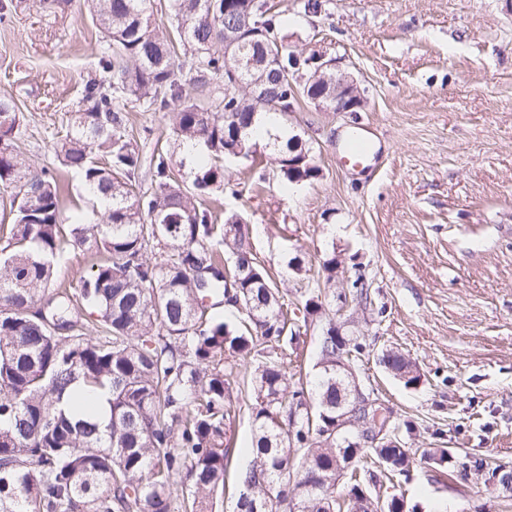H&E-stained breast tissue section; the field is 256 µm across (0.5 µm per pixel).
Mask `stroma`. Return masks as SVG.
I'll list each match as a JSON object with an SVG mask.
<instances>
[{"label":"stroma","mask_w":512,"mask_h":512,"mask_svg":"<svg viewBox=\"0 0 512 512\" xmlns=\"http://www.w3.org/2000/svg\"><path fill=\"white\" fill-rule=\"evenodd\" d=\"M288 40L335 59L365 91L356 112L303 103L285 120L323 175L281 191L263 176L273 152L232 164L238 196L216 213H241L258 259L289 297L335 259L336 291L363 274L372 303H326L340 332L370 346L364 385L397 419L408 446L447 449L440 467L422 459L381 497L405 512H512L476 469L512 467V0H326L304 16L300 0H274ZM104 40L78 0L19 9L0 21V98L20 117L33 168L56 165L55 147L86 84L101 78ZM128 133L144 159L166 150L162 113L128 103ZM372 127L376 152L364 170L344 167L338 144ZM308 271L299 278L292 270ZM393 346L417 365L408 388L379 365Z\"/></svg>","instance_id":"1"}]
</instances>
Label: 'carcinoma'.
<instances>
[{
  "label": "carcinoma",
  "instance_id": "carcinoma-1",
  "mask_svg": "<svg viewBox=\"0 0 512 512\" xmlns=\"http://www.w3.org/2000/svg\"><path fill=\"white\" fill-rule=\"evenodd\" d=\"M104 35L103 76L86 84L55 153L62 169L110 199L108 208L66 214L57 171L32 169L19 113L0 99V192L11 221L0 224V512H216L232 456V413L249 399L252 465L236 475L238 512H403L376 485L409 474L410 449L370 448L358 429L338 439V408L355 399L352 367L368 354L357 336L323 320L322 293L288 301L253 253L236 214L207 202L224 192V163L237 158L255 116L298 109L297 68L315 65L288 43V17L273 0H170L172 31L153 23L150 0H84ZM167 113L171 154L150 159L151 191L134 193L143 165L123 130V99ZM188 142L174 173L173 155ZM280 188L321 176L296 137L269 140ZM309 157L312 167L294 160ZM94 262L76 287L54 284L69 251ZM238 320L214 313L218 298ZM367 305L357 274L341 295ZM96 335L86 333L87 315ZM325 321L317 383L288 387V347ZM344 359L351 369L339 365ZM379 362L410 388L415 364L392 348ZM108 394L100 426L70 387ZM356 462L336 497V459ZM330 471L333 483L309 488Z\"/></svg>",
  "mask_w": 512,
  "mask_h": 512
}]
</instances>
